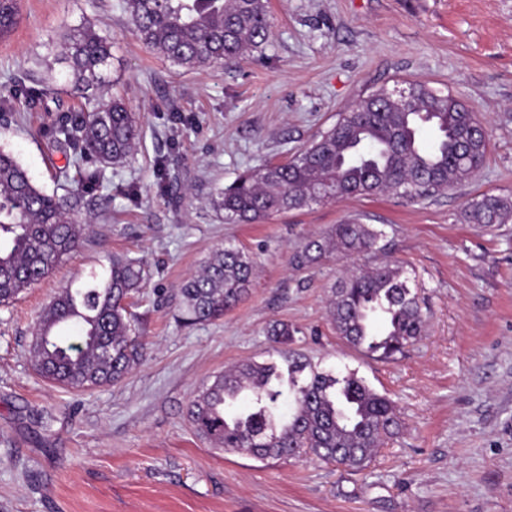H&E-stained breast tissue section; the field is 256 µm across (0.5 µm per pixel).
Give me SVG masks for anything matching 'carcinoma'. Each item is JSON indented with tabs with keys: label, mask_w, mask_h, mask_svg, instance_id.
Wrapping results in <instances>:
<instances>
[{
	"label": "carcinoma",
	"mask_w": 512,
	"mask_h": 512,
	"mask_svg": "<svg viewBox=\"0 0 512 512\" xmlns=\"http://www.w3.org/2000/svg\"><path fill=\"white\" fill-rule=\"evenodd\" d=\"M140 39L165 60L202 69L238 59L269 42L268 0H124ZM17 0H0V38L16 23ZM75 90L103 91L112 82V42L92 26L66 30L58 43ZM437 133L433 146L420 142L422 126ZM55 135L78 159L94 165L80 173L81 192L49 193L10 152L0 148V304L50 276L83 241L88 214L82 192L95 189L103 169L134 154L141 125L122 99L72 112ZM488 131L464 102L421 83L407 86L406 101L377 90L339 115L336 123L284 163L247 170L211 197L226 224H255L275 213L301 210L339 198L394 192L411 198L446 191L482 167ZM462 220L491 229L512 222V197L481 194L468 202ZM383 231L347 221L306 240L292 258L306 267L380 250ZM254 262L227 242L202 271L180 288L184 320L224 317L248 294ZM144 270L114 257L61 287L42 309L31 345L35 370L47 381L74 390L119 382L145 355L127 300L141 288ZM400 265L348 273L331 288L329 318L336 335L381 360L422 336L426 315ZM74 327L79 342L60 332ZM298 330L285 322L267 329L286 368L248 361L214 377L192 401L189 418L214 449L258 458L288 459L309 451L319 460L361 470L382 436L399 423L393 402L353 374L319 371L291 348Z\"/></svg>",
	"instance_id": "cac0c4a2"
}]
</instances>
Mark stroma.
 Masks as SVG:
<instances>
[{
  "instance_id": "1",
  "label": "stroma",
  "mask_w": 512,
  "mask_h": 512,
  "mask_svg": "<svg viewBox=\"0 0 512 512\" xmlns=\"http://www.w3.org/2000/svg\"><path fill=\"white\" fill-rule=\"evenodd\" d=\"M270 11L262 49L190 71L139 40L123 0H21L0 39V97L17 84L41 95L0 119V148L38 185L76 187L85 164L51 131L89 107L56 48L85 23L112 40L108 92L136 113L143 138L105 169L97 193L110 202L94 206L79 250L0 306V512H512V223L461 219L479 194L512 197V0H270ZM406 81L455 95L488 128L472 180L259 224L225 223L211 207L238 174L285 161L363 96ZM348 220L383 229V250L292 265L307 237ZM228 241L255 262L248 295L221 320L184 322L180 286ZM115 256L147 271L131 307L146 359L110 386L47 382L29 355L42 309ZM387 263L406 269L429 323L383 361L337 337L326 298L346 270ZM277 321L298 327L295 347L318 370L357 373L394 402L400 430L364 470L224 453L195 433L191 401L232 365L274 360L266 329Z\"/></svg>"
}]
</instances>
